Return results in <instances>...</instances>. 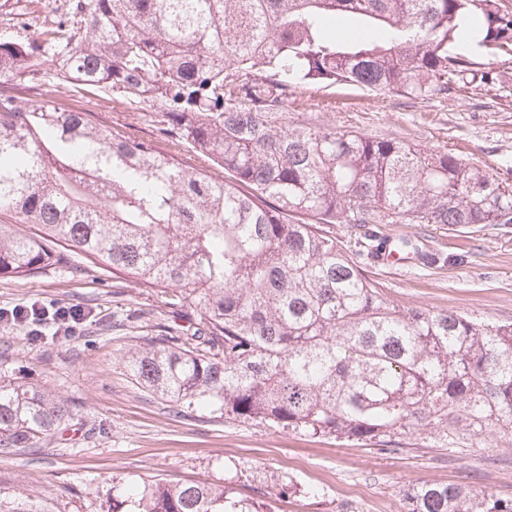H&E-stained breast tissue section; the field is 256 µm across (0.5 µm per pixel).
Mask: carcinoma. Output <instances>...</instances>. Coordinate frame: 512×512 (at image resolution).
I'll use <instances>...</instances> for the list:
<instances>
[{"label":"carcinoma","mask_w":512,"mask_h":512,"mask_svg":"<svg viewBox=\"0 0 512 512\" xmlns=\"http://www.w3.org/2000/svg\"><path fill=\"white\" fill-rule=\"evenodd\" d=\"M70 17L0 40V83L47 65L76 87L163 113L166 143L92 113L0 94V275L72 255L173 289L199 322L123 362L161 400L382 446L431 429L450 450L512 446V322L394 304L330 224H512V187L448 152L282 120L298 83L424 99L495 84L512 57L499 0H73ZM187 147L200 165L181 163ZM69 402L0 375V454L54 436ZM408 512H512L487 488L419 483ZM0 512H46L0 498ZM112 512H274L235 488L151 476Z\"/></svg>","instance_id":"cac0c4a2"}]
</instances>
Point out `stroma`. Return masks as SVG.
Listing matches in <instances>:
<instances>
[{
	"label": "stroma",
	"instance_id": "35a3bbf8",
	"mask_svg": "<svg viewBox=\"0 0 512 512\" xmlns=\"http://www.w3.org/2000/svg\"><path fill=\"white\" fill-rule=\"evenodd\" d=\"M65 0H9L0 40L25 23L51 22ZM501 89L464 86L446 96L410 99L357 86L297 85L283 110L311 123L398 138L448 151L512 185V59L476 54ZM6 93L85 110L112 129L135 123L138 136H162L157 106H129L110 93L78 88L45 70ZM382 237L408 242L409 263L372 262L370 276L405 307L458 310L483 321H512V224H384ZM169 297L102 271L53 268L28 280L0 277V308L75 306L90 316L66 335L52 325L32 338L0 322V372L68 400L73 416L51 439L0 455V494L28 497L49 512H112V486L139 477L228 483L264 499L275 512H393L412 485L489 488L512 498V447L451 452L426 436L404 438L395 452L284 430L212 411L177 410L139 387L122 356L143 338L183 323Z\"/></svg>",
	"mask_w": 512,
	"mask_h": 512
}]
</instances>
